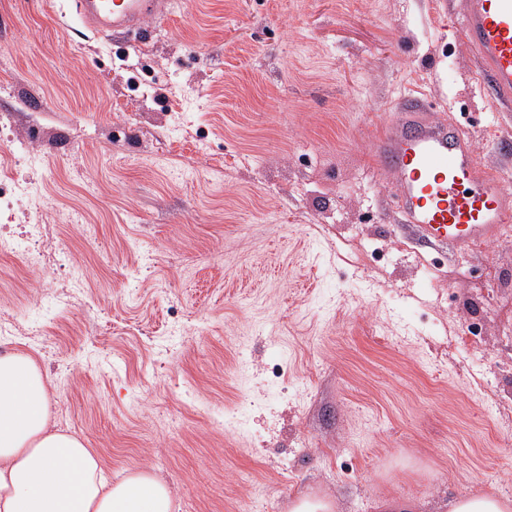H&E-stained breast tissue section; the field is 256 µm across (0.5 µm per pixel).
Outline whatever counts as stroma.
Wrapping results in <instances>:
<instances>
[{"mask_svg": "<svg viewBox=\"0 0 512 512\" xmlns=\"http://www.w3.org/2000/svg\"><path fill=\"white\" fill-rule=\"evenodd\" d=\"M460 2L170 0L131 42L0 0V114L42 190L0 223L46 225L80 273L1 261L0 353L37 360L107 477L158 476L172 512L512 498V224L420 245L371 152L415 93L512 168ZM335 509L336 506L331 499L306 491L295 498L289 510L291 512H334Z\"/></svg>", "mask_w": 512, "mask_h": 512, "instance_id": "1", "label": "stroma"}]
</instances>
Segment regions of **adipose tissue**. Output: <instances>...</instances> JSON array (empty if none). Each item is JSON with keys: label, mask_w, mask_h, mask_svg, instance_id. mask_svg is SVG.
<instances>
[{"label": "adipose tissue", "mask_w": 512, "mask_h": 512, "mask_svg": "<svg viewBox=\"0 0 512 512\" xmlns=\"http://www.w3.org/2000/svg\"><path fill=\"white\" fill-rule=\"evenodd\" d=\"M49 420L47 375L30 355L0 354V512H172L155 475L107 482L93 451Z\"/></svg>", "instance_id": "ef3b65f1"}]
</instances>
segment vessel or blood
<instances>
[{
  "instance_id": "obj_1",
  "label": "vessel or blood",
  "mask_w": 512,
  "mask_h": 512,
  "mask_svg": "<svg viewBox=\"0 0 512 512\" xmlns=\"http://www.w3.org/2000/svg\"><path fill=\"white\" fill-rule=\"evenodd\" d=\"M166 0H78L80 20L101 35L131 34ZM460 29L479 78L504 107H512V0H462ZM423 98L403 96L380 123L375 167L393 191L401 223L426 246L469 251L497 243L512 223V179L486 168L451 119L431 118Z\"/></svg>"
}]
</instances>
